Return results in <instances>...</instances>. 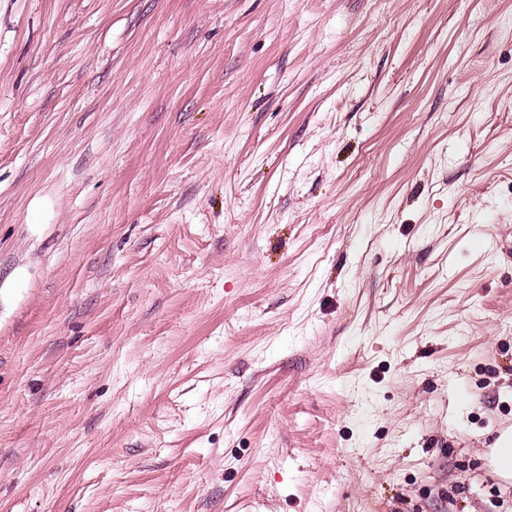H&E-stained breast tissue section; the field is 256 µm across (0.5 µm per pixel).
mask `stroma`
Listing matches in <instances>:
<instances>
[{"label":"stroma","mask_w":512,"mask_h":512,"mask_svg":"<svg viewBox=\"0 0 512 512\" xmlns=\"http://www.w3.org/2000/svg\"><path fill=\"white\" fill-rule=\"evenodd\" d=\"M512 0H0V512H512Z\"/></svg>","instance_id":"stroma-1"}]
</instances>
